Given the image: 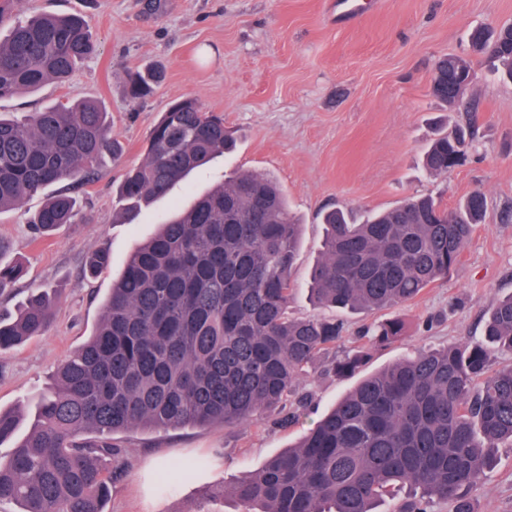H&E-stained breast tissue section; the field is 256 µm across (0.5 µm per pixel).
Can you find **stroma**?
Segmentation results:
<instances>
[{
    "label": "stroma",
    "mask_w": 512,
    "mask_h": 512,
    "mask_svg": "<svg viewBox=\"0 0 512 512\" xmlns=\"http://www.w3.org/2000/svg\"><path fill=\"white\" fill-rule=\"evenodd\" d=\"M145 2L22 0L26 15H85L98 50L65 83L2 99L0 112L21 116L56 102L96 101L109 112L123 155L104 159L88 184L55 183L0 213V239L9 244L0 257L24 265L23 276L0 291V310L18 308L34 288L56 293L51 329L0 353V408H26L43 391L92 333L135 244L151 237L175 207L190 205L234 170L277 178L303 224L289 302L295 317L332 314L314 306L307 289L322 251V208L344 207L360 220L410 196L430 195L453 208L470 192L483 191L486 219L448 277L414 301L340 315L344 349L379 322L404 324L401 339L374 352L368 374L421 349L481 339L487 311L512 294V219L505 217L512 212V82L473 54L468 34L477 26L512 24V0H366L362 17L346 24L337 22L333 0H164L159 14L147 11ZM449 54L471 58L478 73L469 92L479 102L478 140L447 175L433 176L421 157L436 124L451 129L466 120L465 113L443 110L429 90L435 61ZM154 65L164 70L162 84L130 103L125 71ZM186 97L223 114L238 149L126 219L116 201L122 175L141 161L161 113ZM61 191L77 200L75 222L33 238L26 217L46 195ZM101 244L109 245L111 263L93 276L84 270V257ZM358 381L329 371L322 359L297 380L286 410L251 423L114 434L116 453L103 463L104 473L115 476L105 512H231V502L202 500L200 486L229 484L259 468ZM286 413L293 420L285 425ZM199 457L207 466L182 479L183 465ZM163 475L172 493L159 491ZM470 500L473 512H512V448L499 449Z\"/></svg>",
    "instance_id": "1"
}]
</instances>
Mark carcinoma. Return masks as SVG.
<instances>
[{"mask_svg": "<svg viewBox=\"0 0 512 512\" xmlns=\"http://www.w3.org/2000/svg\"><path fill=\"white\" fill-rule=\"evenodd\" d=\"M474 52L512 81V26L478 30ZM96 52L84 16L35 15L0 39V100L65 82ZM155 68L125 73L136 102L161 82ZM476 80L472 60L449 55L434 65L431 95L448 104L458 84ZM423 153L431 175H446L476 137L478 105ZM235 147L224 116L195 99L174 101L152 128L140 164L118 188L131 217L166 196L193 170ZM107 112L95 101L60 103L22 120L0 116V213L62 180L84 183L100 160L117 157ZM77 202L46 199L28 223L37 237L70 224ZM480 190L452 211L430 196L409 197L360 222L341 209L322 216V258L311 272L316 303L370 313L415 300L460 260L485 220ZM301 224L273 177L234 171L138 244L112 284L91 337L61 366L18 435L21 413L0 409V502L20 512H104L113 477L98 464L113 455L112 435L129 428L234 427L285 408L296 380L336 349L343 323L288 311ZM101 246L86 259L109 266ZM21 268L0 260V289ZM52 296L34 290L14 315L0 314V351L42 335ZM389 320L366 341L332 357L338 374L362 371L372 353L401 336ZM512 352V295L488 312L484 340L419 350L360 379L300 440L232 485L206 490L239 512H378L401 490L400 512H430L447 501L472 512L469 491L512 445V363L490 364L488 347Z\"/></svg>", "mask_w": 512, "mask_h": 512, "instance_id": "1", "label": "carcinoma"}]
</instances>
